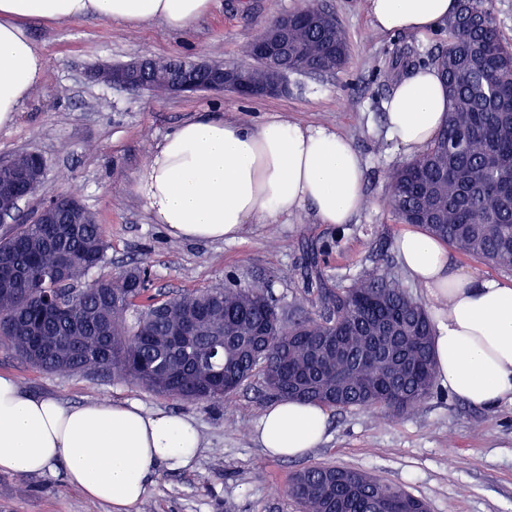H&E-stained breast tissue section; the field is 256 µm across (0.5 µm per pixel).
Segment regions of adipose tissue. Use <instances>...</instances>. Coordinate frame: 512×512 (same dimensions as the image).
<instances>
[{"instance_id": "1", "label": "adipose tissue", "mask_w": 512, "mask_h": 512, "mask_svg": "<svg viewBox=\"0 0 512 512\" xmlns=\"http://www.w3.org/2000/svg\"><path fill=\"white\" fill-rule=\"evenodd\" d=\"M372 27L425 35L457 0H367ZM213 0H0V128L11 126L47 62L26 27L94 16L135 29L159 21L183 33ZM448 111L436 72L402 78L387 104L390 137L406 152L426 147ZM134 190L155 223L174 238L234 241L246 224H268L310 209L322 224L343 226L365 203L364 169L336 129L271 117L252 125L200 112L166 134L138 172ZM404 269L432 299L437 381L450 396L494 409L512 401V282L471 275L446 245L405 230L396 240ZM328 410L280 400L255 428L274 456L300 457L322 443ZM202 436L194 421L147 410L138 400L66 407L23 391L0 375V472L18 476L61 467L67 485L112 512H133L156 469L192 465Z\"/></svg>"}]
</instances>
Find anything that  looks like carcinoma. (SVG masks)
Masks as SVG:
<instances>
[{"instance_id": "carcinoma-1", "label": "carcinoma", "mask_w": 512, "mask_h": 512, "mask_svg": "<svg viewBox=\"0 0 512 512\" xmlns=\"http://www.w3.org/2000/svg\"><path fill=\"white\" fill-rule=\"evenodd\" d=\"M288 30V74L325 75L351 56L346 30L314 7ZM444 45L388 53L393 76L440 72L444 126L393 171L394 220L423 228L462 254L512 271V40L488 0H467L441 24ZM73 224L20 220L0 235V345L38 370L112 376L174 400L215 404L254 380L263 396L332 411L384 408L403 415L436 388L433 326L423 303L388 279L382 247L345 285L322 266L330 248L302 246L300 281L311 311L288 315L267 286L150 293L135 266L107 264L101 225L82 204ZM287 494L300 512H428L399 485L369 473L313 466Z\"/></svg>"}]
</instances>
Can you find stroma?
I'll list each match as a JSON object with an SVG mask.
<instances>
[{"mask_svg": "<svg viewBox=\"0 0 512 512\" xmlns=\"http://www.w3.org/2000/svg\"><path fill=\"white\" fill-rule=\"evenodd\" d=\"M345 27L351 57L342 72L324 78L290 76L287 94L244 99L203 92L191 98L129 94L87 80L100 64L140 56H180L250 65L248 44L264 25L300 9L302 0H214L212 10L183 34L158 21L129 29L89 17L75 23L30 22L29 33L47 60L42 80L16 122L0 129V158L33 151L46 162L29 202L70 193L101 224L113 268L147 267L164 292L214 288L227 280L270 283L285 310L303 304L292 271L305 240L330 243L324 268L342 282L368 264L379 244L394 247L402 225L387 204L390 171L408 159L384 125L390 98L379 73L396 44L434 50L441 36L381 33L370 24L365 0H314ZM223 110L228 121L256 123L280 116L336 128L358 152L366 203L350 224L317 223L310 210L272 224L247 225L233 242H189L167 235L135 194L133 184L156 144L198 112ZM25 391L63 405L134 398L146 409L191 417L204 446L192 468L161 471L138 512H296L286 491L296 471L336 465L368 471L423 498L431 512H512V403L486 410L440 389L414 410L393 417L380 409L330 414L325 439L300 458L268 455L255 427L268 401L248 388L215 405L180 404L112 377L51 374L17 362L0 348V374ZM0 512H111L69 487L62 469L41 475L0 472Z\"/></svg>", "mask_w": 512, "mask_h": 512, "instance_id": "35a3bbf8", "label": "stroma"}]
</instances>
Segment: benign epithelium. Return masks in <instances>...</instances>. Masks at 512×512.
Instances as JSON below:
<instances>
[{
  "instance_id": "obj_1",
  "label": "benign epithelium",
  "mask_w": 512,
  "mask_h": 512,
  "mask_svg": "<svg viewBox=\"0 0 512 512\" xmlns=\"http://www.w3.org/2000/svg\"><path fill=\"white\" fill-rule=\"evenodd\" d=\"M307 18L304 11L283 14L270 21L262 33L251 42L252 53L265 60L267 71L257 79L246 67H230L222 62L146 57L117 68L104 65L90 70L87 79L96 84L133 92L151 72L161 73L164 84L160 96H192L201 92H232L241 98L278 96L288 93L286 73L288 28Z\"/></svg>"
}]
</instances>
